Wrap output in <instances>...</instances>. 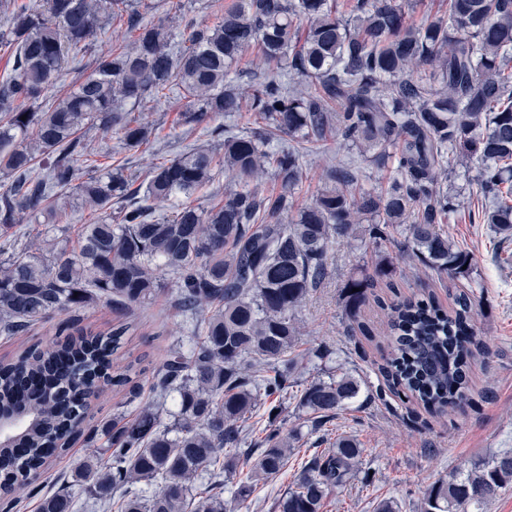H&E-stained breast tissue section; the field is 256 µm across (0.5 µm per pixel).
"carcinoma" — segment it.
Returning a JSON list of instances; mask_svg holds the SVG:
<instances>
[{"mask_svg":"<svg viewBox=\"0 0 512 512\" xmlns=\"http://www.w3.org/2000/svg\"><path fill=\"white\" fill-rule=\"evenodd\" d=\"M447 15L416 23L402 0H233L213 25L176 34L165 19L144 20L130 0H44L11 9L0 44L16 46L13 75L0 81V334L19 336L53 315L103 302L117 311L151 302L170 286L187 336L152 381L153 399L132 420L83 428L89 398L130 383L132 364L113 368L130 327L74 336L42 350L26 348L0 363V413L17 418L0 441V501L13 505L53 456L85 437L100 452L75 468L104 507L131 492L120 512H224L223 492L198 493L202 476L219 482L243 455L245 430L263 408L268 423L285 411L294 387L299 313L329 274L327 253L340 238L364 235L380 244L404 236L414 256L440 273L467 274V252L440 225L458 210L448 190L460 159L476 168L481 218L512 238V0H447ZM123 19L130 37L100 49L93 73L49 102L65 64L92 50L103 22ZM249 52L266 66L263 81L233 84V68ZM296 77L298 89L285 82ZM198 105L186 125L215 115L251 114L262 135L229 133L223 154L193 148L152 166L146 182L92 159L84 133L117 130L124 145L149 142L145 117L123 106L157 100L173 87ZM288 137V144L273 141ZM343 141L360 165L390 169L376 187L341 163L309 201L293 196L306 178L301 146ZM239 188L224 202L196 205L192 195L216 168ZM281 190L252 182L266 173ZM74 191L98 213L72 245L56 246L55 198ZM185 201L155 215L157 205ZM45 229L22 250L9 231L24 223ZM372 278L350 280L346 306L355 315ZM472 293L450 310L434 298L389 306L391 352L385 372L397 395L432 414L467 398L475 329ZM362 380L347 369L308 382L293 395L304 422L326 423L359 397ZM174 402L176 410L167 407ZM269 429L257 459L236 483L246 502L256 482L278 476L292 453L290 438ZM363 448L340 435L309 459L278 500V512H322L332 488L350 483ZM512 485V452L432 484L421 512H481ZM37 512H74L69 493L39 498Z\"/></svg>","mask_w":512,"mask_h":512,"instance_id":"carcinoma-1","label":"carcinoma"}]
</instances>
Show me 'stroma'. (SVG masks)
<instances>
[{
    "mask_svg": "<svg viewBox=\"0 0 512 512\" xmlns=\"http://www.w3.org/2000/svg\"><path fill=\"white\" fill-rule=\"evenodd\" d=\"M146 18L169 16L173 27L213 24L222 7L231 0H144ZM188 101L178 93L141 105L153 132L150 141L137 149L127 148L118 131L88 130L85 141L101 152L108 165L122 166L136 183H143L154 164L194 146L218 147L223 138L214 129L224 126L215 117L210 126H184L181 114ZM350 150L342 143L329 152L310 147L303 152L307 178L298 193L299 201L309 200L324 184L327 168L341 163ZM474 168L457 167L453 180L465 189L458 211L443 229L472 259L470 275L437 274L407 258L402 236L382 246L334 243L328 256L330 274L309 298L301 313L303 335L299 353L316 349L330 353L327 363L304 362L300 375L311 381L320 376L322 366H344L365 385L356 403L340 411L330 423L301 426L295 401H288L286 429H300L301 435L287 468L276 478L259 483L245 503L233 499L239 478L251 468L253 457H241L235 473L224 477V499L230 512H275L276 501L284 494L294 475L314 455L332 448L341 434L354 436L364 453L354 480L331 491L324 512H373L383 499L397 501L402 512H420L428 488L452 471L467 469L481 459L512 450V240H502L488 225L478 224L470 215L480 208L476 185L471 184ZM382 259L391 263L387 279H375L368 299L357 315L345 309L342 289L348 279L372 270ZM473 289L476 298V338L483 348L471 361L469 399L459 409L428 414L414 400L397 396L380 368L390 352L386 312L383 303L407 298L433 296L444 308H452L460 288ZM80 328L98 333L113 325L130 324L128 341L122 349L125 360L135 361L131 377L137 397L128 388L104 390L93 398L89 425L99 427L118 414L134 418L151 399L153 375L170 347L183 335V319L175 307L171 289H163L149 304L118 313L105 303L76 311ZM88 448L75 442L53 459L41 472L35 486L38 494L68 490L75 500V512H97L85 487L74 484L72 471L84 459Z\"/></svg>",
    "mask_w": 512,
    "mask_h": 512,
    "instance_id": "stroma-1",
    "label": "stroma"
}]
</instances>
